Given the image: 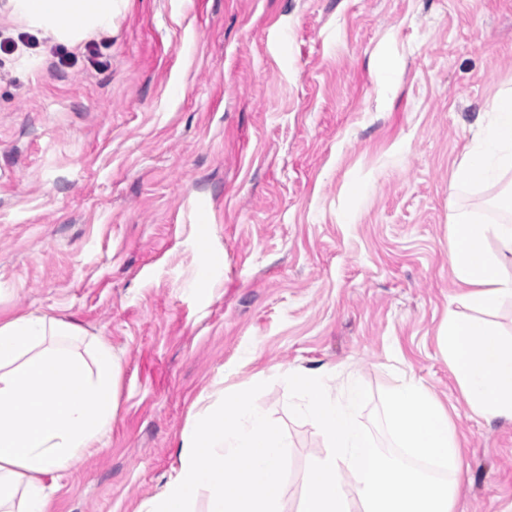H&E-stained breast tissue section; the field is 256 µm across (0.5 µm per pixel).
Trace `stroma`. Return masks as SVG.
Listing matches in <instances>:
<instances>
[{
    "mask_svg": "<svg viewBox=\"0 0 512 512\" xmlns=\"http://www.w3.org/2000/svg\"><path fill=\"white\" fill-rule=\"evenodd\" d=\"M3 41L0 317L75 323L121 369L102 446L43 478L55 512H137L198 399L320 365L358 374L367 426L396 370L420 379L463 448L455 512H512V423L465 403L437 336L451 218L494 219L498 187L448 184L512 88V0H123L74 46L0 4ZM256 402L298 512L325 442L280 381Z\"/></svg>",
    "mask_w": 512,
    "mask_h": 512,
    "instance_id": "35a3bbf8",
    "label": "stroma"
}]
</instances>
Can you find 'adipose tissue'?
<instances>
[{"label": "adipose tissue", "mask_w": 512, "mask_h": 512, "mask_svg": "<svg viewBox=\"0 0 512 512\" xmlns=\"http://www.w3.org/2000/svg\"><path fill=\"white\" fill-rule=\"evenodd\" d=\"M13 17L61 42L111 29L118 0H8ZM512 170V91L487 103L456 164L452 187L498 184ZM512 253V224L454 215L448 268L465 312L449 311L438 346L467 403L512 421V337L488 322L512 302V275L489 240ZM120 365L106 342L40 315L0 320V512H52L42 475L96 447L117 415Z\"/></svg>", "instance_id": "1"}]
</instances>
